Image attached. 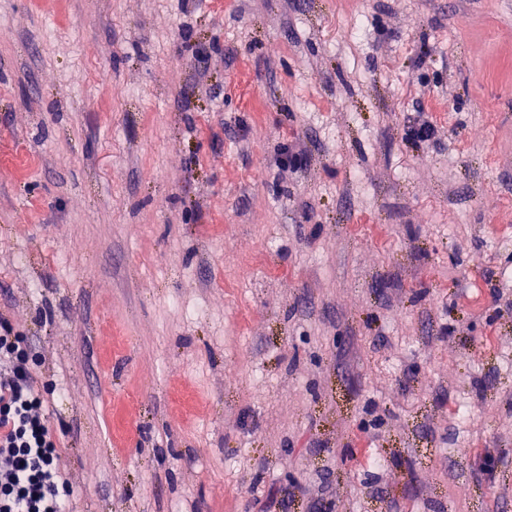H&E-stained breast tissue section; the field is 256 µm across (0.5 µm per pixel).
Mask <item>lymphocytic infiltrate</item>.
Masks as SVG:
<instances>
[{
	"mask_svg": "<svg viewBox=\"0 0 512 512\" xmlns=\"http://www.w3.org/2000/svg\"><path fill=\"white\" fill-rule=\"evenodd\" d=\"M73 493L26 339L0 315V512H71Z\"/></svg>",
	"mask_w": 512,
	"mask_h": 512,
	"instance_id": "obj_1",
	"label": "lymphocytic infiltrate"
}]
</instances>
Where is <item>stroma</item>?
Returning <instances> with one entry per match:
<instances>
[{"mask_svg":"<svg viewBox=\"0 0 512 512\" xmlns=\"http://www.w3.org/2000/svg\"><path fill=\"white\" fill-rule=\"evenodd\" d=\"M0 313L74 512H512V0H0Z\"/></svg>","mask_w":512,"mask_h":512,"instance_id":"obj_1","label":"stroma"}]
</instances>
